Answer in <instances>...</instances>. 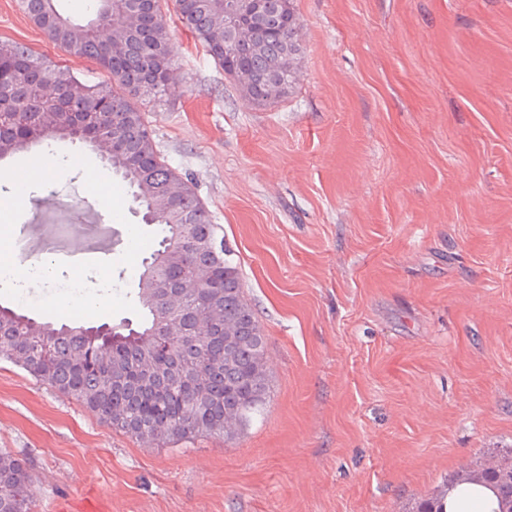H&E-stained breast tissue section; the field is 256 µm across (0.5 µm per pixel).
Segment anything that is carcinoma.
Returning a JSON list of instances; mask_svg holds the SVG:
<instances>
[{"mask_svg": "<svg viewBox=\"0 0 512 512\" xmlns=\"http://www.w3.org/2000/svg\"><path fill=\"white\" fill-rule=\"evenodd\" d=\"M178 19L255 104L288 94L299 53V19L258 32L250 25L227 37L224 0H174ZM29 20L68 54L86 57L109 76L88 85L18 42L0 41V159L66 136L107 140L112 171L132 201L158 225V248L145 258L137 298L138 328L35 322L0 307V359L67 393L102 423L136 439L162 442L211 437L228 425L241 431L262 415L268 380L266 336L243 295L240 268L192 186L160 155L142 105L161 97L171 73L170 29L160 0H93L95 18L77 24L55 0H22ZM194 280L179 315L184 334L165 332L168 290ZM222 310L224 329L203 321L201 301ZM498 491L512 512V455L455 479L421 500L417 512H446L444 498L462 482ZM24 460L0 452V512H33Z\"/></svg>", "mask_w": 512, "mask_h": 512, "instance_id": "1", "label": "carcinoma"}]
</instances>
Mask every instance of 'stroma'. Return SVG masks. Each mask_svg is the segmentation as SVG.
Masks as SVG:
<instances>
[{
    "instance_id": "stroma-1",
    "label": "stroma",
    "mask_w": 512,
    "mask_h": 512,
    "mask_svg": "<svg viewBox=\"0 0 512 512\" xmlns=\"http://www.w3.org/2000/svg\"><path fill=\"white\" fill-rule=\"evenodd\" d=\"M287 97L245 98L175 13L158 151L223 225L267 338L235 438L158 443L0 360L34 512H415L512 450V0H292ZM0 39L94 83L18 0ZM74 168L23 199L84 191Z\"/></svg>"
}]
</instances>
